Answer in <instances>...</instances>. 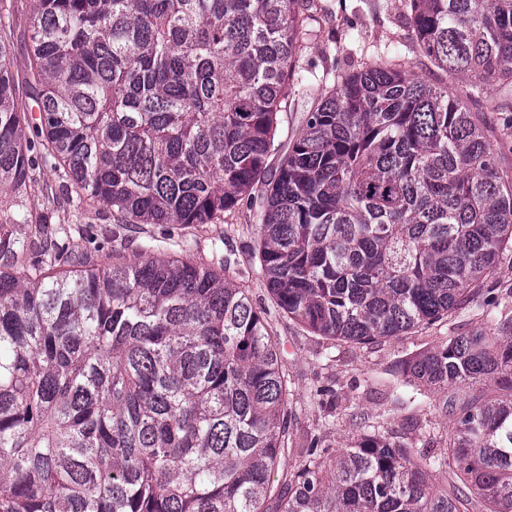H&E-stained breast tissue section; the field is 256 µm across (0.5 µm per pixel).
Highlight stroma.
<instances>
[{
	"label": "stroma",
	"instance_id": "1",
	"mask_svg": "<svg viewBox=\"0 0 512 512\" xmlns=\"http://www.w3.org/2000/svg\"><path fill=\"white\" fill-rule=\"evenodd\" d=\"M319 24L314 34L304 37L303 67L323 71L339 66L357 71L374 64L379 54L393 56L405 70L430 84L447 88L466 100L470 111L493 121L490 103L512 104V85L497 84L482 97L470 98L468 79L438 69L423 56L403 17L404 0H319ZM32 0H12L14 74L19 93H26L28 22ZM56 223L78 224L86 234L111 229L116 220L111 210L99 203L78 209L64 207L54 215ZM223 239L240 271L239 282L262 311L276 336L292 382L293 415L290 421L292 450L289 466L298 465L311 442L336 450L345 448L362 424L382 426L399 437L415 454L436 456L445 452L455 426V414L442 404L423 398L407 403L408 390L394 375L398 361L433 349L441 337L490 330L501 310H512V267L497 266L487 277L494 286L492 296H480L477 308H464L428 329H416L375 346L361 347L315 336L278 311L253 256L259 243V225L246 206L225 213L220 224L201 230L179 224H147L129 233L125 243L115 244L121 257H129L144 240H151L161 257L176 256L181 240H188V257L210 261L212 244Z\"/></svg>",
	"mask_w": 512,
	"mask_h": 512
}]
</instances>
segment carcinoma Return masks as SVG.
<instances>
[{"label":"carcinoma","instance_id":"cac0c4a2","mask_svg":"<svg viewBox=\"0 0 512 512\" xmlns=\"http://www.w3.org/2000/svg\"><path fill=\"white\" fill-rule=\"evenodd\" d=\"M421 53L512 82V0H408ZM313 0H34L28 98L0 3V512H512V316L400 363L409 401L464 384L447 452L361 431L288 454V371L236 263L150 243L74 261L83 229L25 203L54 162L70 206L216 224L241 201L278 310L372 345L477 301L512 265V170L448 88L391 58L327 83L276 169ZM35 137H30L29 133Z\"/></svg>","mask_w":512,"mask_h":512}]
</instances>
